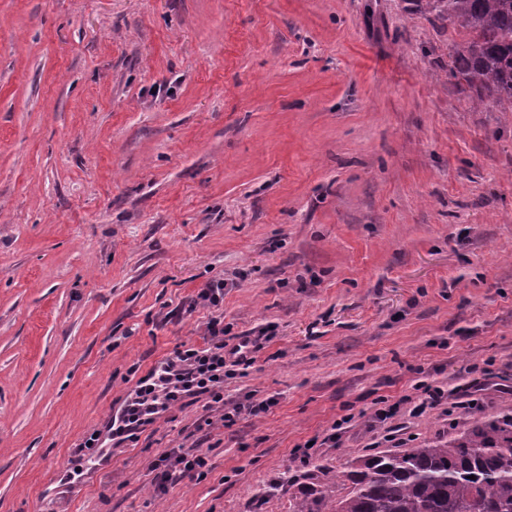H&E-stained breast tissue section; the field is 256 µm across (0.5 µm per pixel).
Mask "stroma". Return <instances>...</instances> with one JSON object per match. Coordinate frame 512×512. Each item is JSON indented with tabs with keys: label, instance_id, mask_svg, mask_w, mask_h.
I'll list each match as a JSON object with an SVG mask.
<instances>
[{
	"label": "stroma",
	"instance_id": "1",
	"mask_svg": "<svg viewBox=\"0 0 512 512\" xmlns=\"http://www.w3.org/2000/svg\"><path fill=\"white\" fill-rule=\"evenodd\" d=\"M465 43L408 0H0V512H289L283 472L512 411V112L450 77ZM220 276L262 343L224 398L269 409L80 450L206 345ZM474 377L480 407L409 417ZM192 447L206 477L155 489ZM224 301V278L214 279L197 293L196 305L219 309ZM420 389H422V395H424V398L419 404L412 408L410 411L411 416H420L428 407H435L440 405L443 401H446V404H448V390H444L438 386L432 387L429 385H420L419 390ZM207 456L198 448L185 451L184 448H172L162 454L155 469H161L157 479L160 486L173 479H181L185 476L204 478L207 475Z\"/></svg>",
	"mask_w": 512,
	"mask_h": 512
}]
</instances>
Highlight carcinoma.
Here are the masks:
<instances>
[{
  "mask_svg": "<svg viewBox=\"0 0 512 512\" xmlns=\"http://www.w3.org/2000/svg\"><path fill=\"white\" fill-rule=\"evenodd\" d=\"M469 36L453 78L512 111V0H415ZM290 512H512V413L443 439L303 475Z\"/></svg>",
  "mask_w": 512,
  "mask_h": 512,
  "instance_id": "carcinoma-1",
  "label": "carcinoma"
}]
</instances>
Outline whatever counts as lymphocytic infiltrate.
<instances>
[{
  "label": "lymphocytic infiltrate",
  "mask_w": 512,
  "mask_h": 512,
  "mask_svg": "<svg viewBox=\"0 0 512 512\" xmlns=\"http://www.w3.org/2000/svg\"><path fill=\"white\" fill-rule=\"evenodd\" d=\"M211 341L208 346L175 345L170 354L138 379L123 406L112 415L106 431H93L84 441L85 447L103 448L105 443L120 447L135 440L139 430L162 415L183 406L187 400L207 397L224 425H233L241 415L256 416L265 412L267 401L246 400L224 404V382L251 366L260 349L257 340L248 336H229L220 316L212 317L206 326ZM208 461L200 449H171L157 463L159 483L187 476L205 477Z\"/></svg>",
  "instance_id": "1"
}]
</instances>
